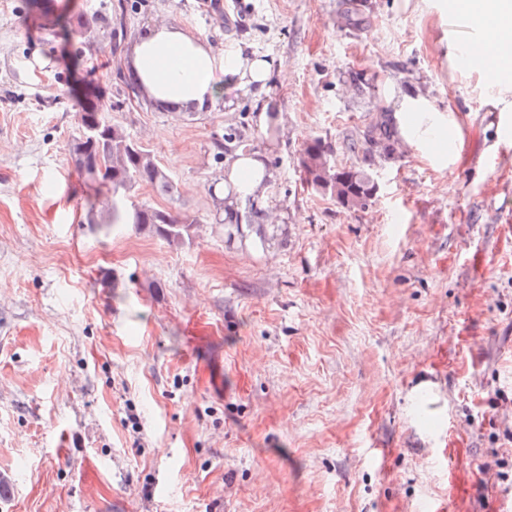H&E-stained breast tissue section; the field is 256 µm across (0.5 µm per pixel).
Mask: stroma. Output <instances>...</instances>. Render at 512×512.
<instances>
[{"mask_svg": "<svg viewBox=\"0 0 512 512\" xmlns=\"http://www.w3.org/2000/svg\"><path fill=\"white\" fill-rule=\"evenodd\" d=\"M413 2L122 0L111 52L73 23L111 0H0V512H512V120ZM163 19L287 70L284 128L253 142L266 224L228 233L209 191L255 88L180 120L119 81ZM392 82L458 118V159L399 144L345 208L301 149L354 164ZM91 85L179 187L134 201L196 217L191 243L105 224L69 154Z\"/></svg>", "mask_w": 512, "mask_h": 512, "instance_id": "1", "label": "stroma"}]
</instances>
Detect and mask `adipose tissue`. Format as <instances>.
I'll return each instance as SVG.
<instances>
[{
	"label": "adipose tissue",
	"instance_id": "obj_1",
	"mask_svg": "<svg viewBox=\"0 0 512 512\" xmlns=\"http://www.w3.org/2000/svg\"><path fill=\"white\" fill-rule=\"evenodd\" d=\"M447 34L442 44L448 64L461 72L495 71L490 102L502 113L512 112V0H451L446 6ZM135 71L142 89L159 102H176L207 112L217 111L224 99L225 78L257 85L258 132H266L277 105L270 97L273 84L287 81V72L263 56L246 57L227 49L217 53L189 29L168 21L154 23L135 44ZM401 138L414 155L433 165L445 164L457 151L460 124L455 116L438 111L423 96L391 88ZM272 173L260 152L237 153L224 164V180L214 192L230 212L241 203L263 201Z\"/></svg>",
	"mask_w": 512,
	"mask_h": 512
}]
</instances>
